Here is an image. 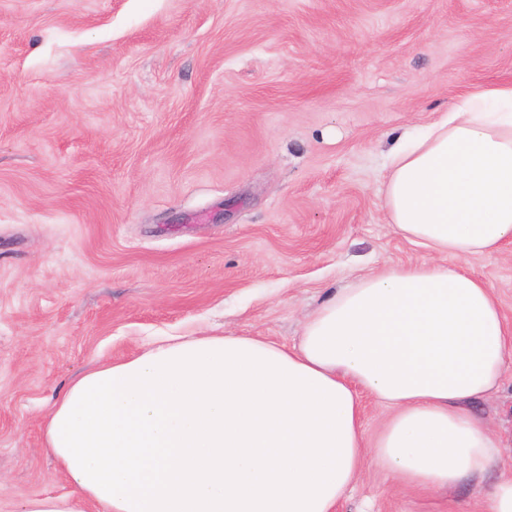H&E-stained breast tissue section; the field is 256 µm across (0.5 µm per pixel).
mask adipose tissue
<instances>
[{
    "label": "adipose tissue",
    "instance_id": "adipose-tissue-1",
    "mask_svg": "<svg viewBox=\"0 0 512 512\" xmlns=\"http://www.w3.org/2000/svg\"><path fill=\"white\" fill-rule=\"evenodd\" d=\"M386 168L385 219L426 260L334 292L290 345L175 336L84 371L42 425L70 491L22 512H334L369 461L423 492L497 471L484 512H512L503 444L472 410L512 328L464 265L512 244V83L462 96ZM365 394L390 411L371 441Z\"/></svg>",
    "mask_w": 512,
    "mask_h": 512
}]
</instances>
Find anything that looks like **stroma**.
I'll return each mask as SVG.
<instances>
[{
  "mask_svg": "<svg viewBox=\"0 0 512 512\" xmlns=\"http://www.w3.org/2000/svg\"><path fill=\"white\" fill-rule=\"evenodd\" d=\"M512 82V0H0V512L68 493L43 445L97 362L197 330L294 343L356 276L425 259L386 158ZM512 324V245L474 256ZM476 413L507 446L512 367ZM367 464L337 512H481Z\"/></svg>",
  "mask_w": 512,
  "mask_h": 512,
  "instance_id": "stroma-1",
  "label": "stroma"
}]
</instances>
